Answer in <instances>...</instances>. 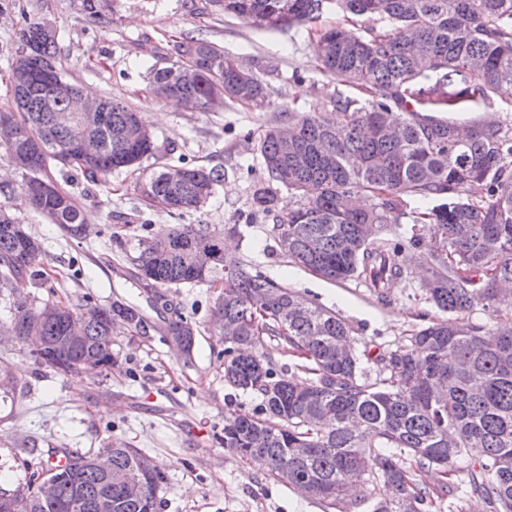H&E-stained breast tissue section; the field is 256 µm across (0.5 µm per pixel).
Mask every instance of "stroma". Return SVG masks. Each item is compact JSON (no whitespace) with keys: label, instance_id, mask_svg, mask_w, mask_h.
Returning <instances> with one entry per match:
<instances>
[{"label":"stroma","instance_id":"stroma-1","mask_svg":"<svg viewBox=\"0 0 512 512\" xmlns=\"http://www.w3.org/2000/svg\"><path fill=\"white\" fill-rule=\"evenodd\" d=\"M341 15L287 31L252 27L224 15L210 0H104L99 15L86 17L80 0H0V107L9 100L7 75L19 30L46 22L58 33L68 80L95 93L123 98L143 112L158 152L141 169L113 172L93 183L81 172L51 166L52 178L82 206L88 235L73 237L24 204L26 179L11 173L0 148V172L8 173L0 203L14 206L44 249L41 278L16 277L0 291V322L16 299L107 306L118 300L137 307L155 330L123 334L113 345L119 366L104 373L63 375L41 365L26 343L0 345L25 386L12 408L0 409V488L11 489L42 468L51 451L95 452L112 442L137 448L168 477L159 512H341L268 476L263 467L225 452L219 438L225 412L254 413L256 394L224 383V339L212 312L221 298L211 284L169 289L171 308L156 306L132 276L139 241L160 237L179 224H206L221 233L227 251L277 283L335 311L352 328L357 350L379 353L408 339L437 310L420 287L422 272L395 283L380 303L355 281L317 278L282 252L270 234L272 220L254 212L251 190L266 173L256 143L282 109L327 112L348 88L314 70L312 44ZM210 40L244 58L274 90L260 111L233 104L220 112L183 109L148 94L152 69L170 66L184 36ZM219 166L224 180L199 211L171 213L143 202L139 184L168 165ZM182 313L197 333L190 356L178 354L159 328Z\"/></svg>","mask_w":512,"mask_h":512}]
</instances>
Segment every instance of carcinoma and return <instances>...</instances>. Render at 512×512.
I'll return each instance as SVG.
<instances>
[{
    "label": "carcinoma",
    "mask_w": 512,
    "mask_h": 512,
    "mask_svg": "<svg viewBox=\"0 0 512 512\" xmlns=\"http://www.w3.org/2000/svg\"><path fill=\"white\" fill-rule=\"evenodd\" d=\"M224 14L252 27L286 31L316 21L334 9L384 22L361 35L332 26L312 46L320 74L336 78L359 96L340 94L336 112L288 111L267 126L256 150L266 173L252 192V208L273 217L270 233L296 264L335 283L359 280L387 298L394 281L411 270L406 254L421 249L428 270L426 300L445 317L416 331L409 343L371 356L347 348L350 327L335 313L303 302L291 289L248 263L228 275L214 268L208 282L224 281V300L213 322L224 327V383L260 399L253 414L224 417V449L241 459L259 457L268 475L330 505L359 487L382 483L388 498L364 496V512H430L450 486H429L418 474L449 475L453 463L474 461L467 471L471 493L491 512H512V322L494 329L473 326L459 315L481 305L499 314L512 309V122L489 109L495 98L512 101V0H212ZM20 47L9 70L23 62L31 78L9 83L11 105L0 113V144L13 161L29 164L27 205L73 236L81 235V205L50 177L49 164L81 171L100 182L138 168L157 151L142 113L105 95L102 109L88 116L70 111L82 93L58 66L56 30L30 22L19 31ZM234 56L194 37L179 42L177 60L154 69L148 92L157 98L193 97L199 111H214L213 99L262 110L273 89L260 75L237 77ZM440 112H473L465 129ZM82 131L99 144L83 156L73 137ZM224 170L169 166L140 186L144 201L178 213L202 208ZM284 187L297 207L276 214ZM431 201L412 212L411 235L385 231L404 217V198ZM20 220L0 204V282L41 277V241L20 236ZM199 247L224 252V239L206 224H181L132 260L135 278L168 305L163 289L195 285L190 256ZM456 317L448 318L446 314ZM124 325L110 328L108 319ZM82 324L83 338L67 343L68 326ZM8 325L18 341L39 336L38 361L63 374H78L89 362L110 371L119 365L114 337L145 335L151 325L141 312L114 301L108 307L46 304L36 309L16 301ZM166 336L192 351L195 328L178 315L165 323ZM275 337L305 360L312 375L299 380L276 366L260 348ZM376 366L367 377L363 361ZM22 386L0 362V405ZM112 469L134 472L144 457L136 448L108 446ZM61 467L48 466L54 497L4 499L0 512H98L97 500L112 498V512H156L166 473L155 467L139 479L137 494L111 485L91 464L93 455L58 448Z\"/></svg>",
    "instance_id": "1"
}]
</instances>
